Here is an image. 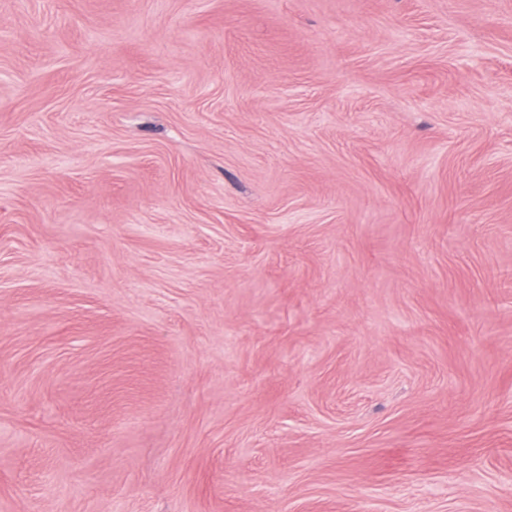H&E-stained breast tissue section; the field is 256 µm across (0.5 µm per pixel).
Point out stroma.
<instances>
[{"label":"stroma","mask_w":512,"mask_h":512,"mask_svg":"<svg viewBox=\"0 0 512 512\" xmlns=\"http://www.w3.org/2000/svg\"><path fill=\"white\" fill-rule=\"evenodd\" d=\"M0 512H512V0H0Z\"/></svg>","instance_id":"stroma-1"}]
</instances>
